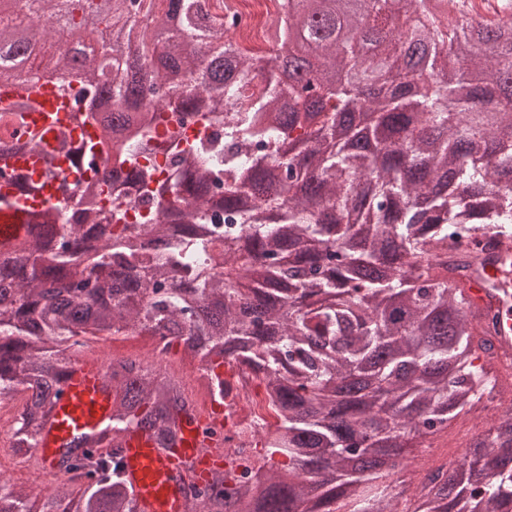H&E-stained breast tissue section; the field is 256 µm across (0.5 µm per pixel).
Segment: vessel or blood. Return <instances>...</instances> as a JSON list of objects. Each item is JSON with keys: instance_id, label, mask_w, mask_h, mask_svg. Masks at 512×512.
I'll list each match as a JSON object with an SVG mask.
<instances>
[{"instance_id": "obj_1", "label": "vessel or blood", "mask_w": 512, "mask_h": 512, "mask_svg": "<svg viewBox=\"0 0 512 512\" xmlns=\"http://www.w3.org/2000/svg\"><path fill=\"white\" fill-rule=\"evenodd\" d=\"M33 118L44 133L45 145H52L61 121H68L73 140L85 136V129L69 122L72 112L69 96L41 94L36 96ZM55 183L13 205H0V243L6 244L25 236L28 213L63 203ZM113 396L112 384L98 359L72 361L60 394L46 420L39 445L38 459L50 472L75 437L92 439L111 437ZM216 415L195 411L191 421L183 423L174 453L156 449L149 435L142 431L117 436L125 457V477L138 503L140 512H188L189 503L180 489V478L187 470L198 469L205 461L222 458L228 442L221 435L207 436L206 428L218 425Z\"/></svg>"}]
</instances>
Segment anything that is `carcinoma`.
Wrapping results in <instances>:
<instances>
[{"mask_svg":"<svg viewBox=\"0 0 512 512\" xmlns=\"http://www.w3.org/2000/svg\"><path fill=\"white\" fill-rule=\"evenodd\" d=\"M0 13V89L23 88L45 21L69 40L48 64L70 76L74 120L99 130L54 152L46 175L75 207L31 216L0 245V391L22 394L12 447H36L71 349L86 336L147 334L198 360L216 398L224 365L258 381L274 415L248 480L213 471L182 484L190 512H398L409 449L457 416L504 403L457 465L424 468L413 512H512V375L498 369L500 311L470 294L512 239V0H282L267 41L321 43L315 81L273 80L229 34L223 0H18ZM132 58H109L132 41ZM169 90L143 102L146 62ZM112 87V123L99 109ZM374 112L373 135L341 118ZM32 101L0 103V155L40 147ZM211 128L184 136L185 120ZM18 192L29 185L0 166ZM224 183V192L213 190ZM222 211L238 224L220 235ZM112 430L171 452L192 400L180 382L114 359ZM78 437L65 482L37 495L0 475V512H137L122 448Z\"/></svg>","mask_w":512,"mask_h":512,"instance_id":"carcinoma-1","label":"carcinoma"}]
</instances>
